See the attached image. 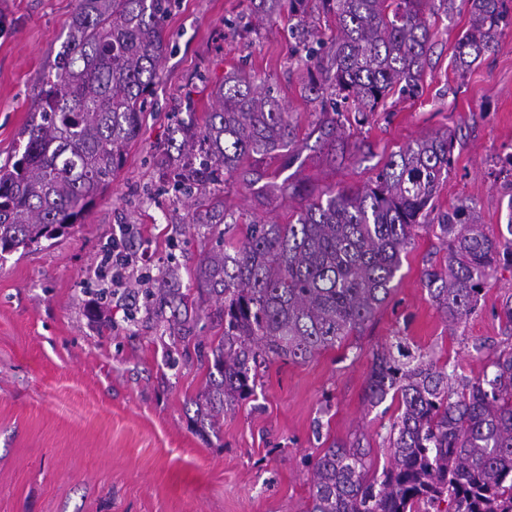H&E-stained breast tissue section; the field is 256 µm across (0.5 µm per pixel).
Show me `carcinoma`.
<instances>
[{
    "instance_id": "carcinoma-1",
    "label": "carcinoma",
    "mask_w": 512,
    "mask_h": 512,
    "mask_svg": "<svg viewBox=\"0 0 512 512\" xmlns=\"http://www.w3.org/2000/svg\"><path fill=\"white\" fill-rule=\"evenodd\" d=\"M288 6L292 54L307 72L305 90L321 104L327 145L343 126L339 105L365 124L396 88L415 94L433 35L429 0H258L264 22ZM170 0H79L36 113L21 132V156L0 166V254L29 250L82 223L121 169L165 58L163 20ZM334 17L331 35L309 22ZM470 27L454 63L464 70L497 41L504 0H470ZM203 124L181 128L174 192L215 210L210 185L246 156L265 157L294 143L295 126L271 91L233 70L211 90ZM448 132L414 140L392 154L361 191L331 190L300 208L294 224L251 221L211 225L215 243L198 266V294L218 302L224 329L211 348L200 424L254 395L259 369L272 358L305 361L361 331L396 288L416 228L426 224L448 246V264L423 270L443 317L459 323L475 311L487 280L512 269V195L505 230L489 235L462 201L437 224L428 221L448 177ZM149 292L152 313L169 335L184 321L166 310L189 295ZM492 375L471 379L402 342L373 354L365 400L398 401L388 432L389 461L371 469L370 444L332 442L311 465L306 512H512V347L493 352Z\"/></svg>"
}]
</instances>
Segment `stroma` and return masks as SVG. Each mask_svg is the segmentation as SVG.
<instances>
[{"label":"stroma","instance_id":"stroma-1","mask_svg":"<svg viewBox=\"0 0 512 512\" xmlns=\"http://www.w3.org/2000/svg\"><path fill=\"white\" fill-rule=\"evenodd\" d=\"M432 17L433 37L417 96L392 92L363 125L345 112L335 147L320 138L319 106L306 71L290 56L288 13L252 28L251 0H174L164 21L168 49L137 139L103 197L69 234L0 259V512H306L310 464L332 441L365 437L374 467L388 460L397 407L364 401L377 349L403 338L474 378L488 352L505 347L501 301L512 272L484 286L476 312L445 322L422 272L447 250L418 231L399 283L358 335L304 362L268 363L255 396L239 402L219 431L200 429L195 400L207 356L222 332L214 301L190 312L186 337L171 338L143 288L101 301L113 238L150 250L142 274L176 270L195 293L196 269L211 246L190 200L161 179V153H176L178 129L200 121L210 89L236 69L261 79L289 112V149L247 157L215 186L241 219L295 221L328 190L368 184L390 155L428 133L449 131L455 148L431 209L440 218L473 203L486 232L505 221L512 186L497 179L512 152V23L466 73L453 62L468 26L467 0ZM77 0H0V165L14 155L43 79L65 41ZM290 182L265 204L268 182Z\"/></svg>","mask_w":512,"mask_h":512}]
</instances>
